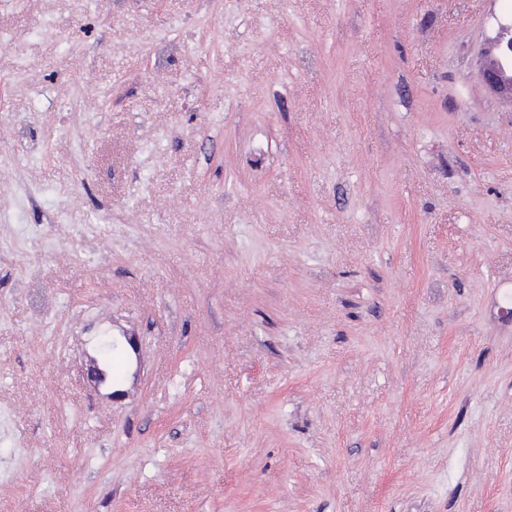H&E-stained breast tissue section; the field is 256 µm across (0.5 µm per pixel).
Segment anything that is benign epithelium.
<instances>
[{
  "label": "benign epithelium",
  "instance_id": "1",
  "mask_svg": "<svg viewBox=\"0 0 512 512\" xmlns=\"http://www.w3.org/2000/svg\"><path fill=\"white\" fill-rule=\"evenodd\" d=\"M478 79L490 92L512 104V18L497 21L496 35L481 48Z\"/></svg>",
  "mask_w": 512,
  "mask_h": 512
}]
</instances>
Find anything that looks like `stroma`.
I'll use <instances>...</instances> for the list:
<instances>
[{
  "mask_svg": "<svg viewBox=\"0 0 512 512\" xmlns=\"http://www.w3.org/2000/svg\"><path fill=\"white\" fill-rule=\"evenodd\" d=\"M509 14L0 0V512H512ZM478 79L490 92L512 105V16L497 19V32L479 52Z\"/></svg>",
  "mask_w": 512,
  "mask_h": 512,
  "instance_id": "stroma-1",
  "label": "stroma"
}]
</instances>
